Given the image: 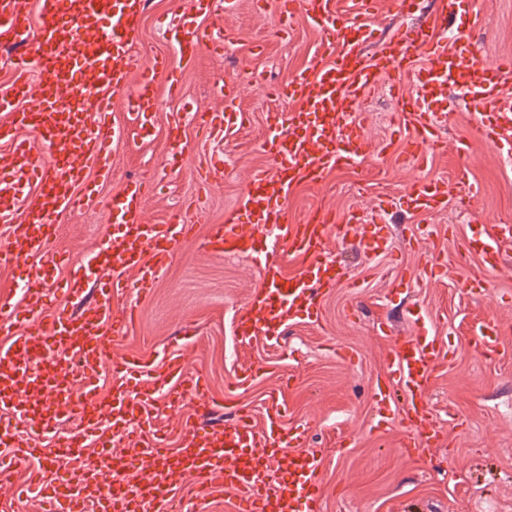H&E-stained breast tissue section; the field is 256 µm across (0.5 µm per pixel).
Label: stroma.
<instances>
[{
  "instance_id": "stroma-1",
  "label": "stroma",
  "mask_w": 512,
  "mask_h": 512,
  "mask_svg": "<svg viewBox=\"0 0 512 512\" xmlns=\"http://www.w3.org/2000/svg\"><path fill=\"white\" fill-rule=\"evenodd\" d=\"M440 7L441 0H415L404 13L387 6L372 23L395 35ZM190 8L191 0H149L136 53L171 54L158 21ZM482 10L484 26L475 34L479 56L512 55V0H483ZM199 23L224 28L232 38L229 51L202 53L194 66L177 69L180 97H169L167 78L159 76L152 122L130 127L117 143L111 180L99 181L95 168H88L94 200L61 219L51 244L69 258L58 277L75 273L85 254L111 234L106 201L126 182L147 183L144 218L180 220L193 225L194 233L147 295L113 298L116 314H136L129 335L113 342L114 353L139 351L159 362L180 353L189 371L206 376L211 396L230 398L259 423L273 399L285 394L284 424L305 428L307 448L323 459V512H512V242L503 245L502 267L488 280L481 257L466 249L478 227L512 224V159L473 137L468 112L449 113L446 143L425 173L447 180L448 206L440 213L408 209L399 199L414 172L398 160L401 143L389 140L398 116L387 82H379L364 105L369 152L362 164L329 171L317 186L298 185L289 198V223L318 209L334 215L324 257L335 261L341 276L323 296L320 318L292 322L276 344L262 336L241 343L231 323L259 287V260L277 231L253 237L248 254L236 257L208 250L207 236L211 225L223 223L240 205L251 174L268 166L265 115L296 107L274 97L271 88L321 64L322 33L299 15L279 36L275 0L262 11L252 0H240L230 16L218 5ZM225 81L237 83L248 122L216 148L196 128H186V151L174 153L167 137L172 114L222 108L216 86ZM461 140L470 144L464 161L456 153ZM215 155L223 159L224 178L202 186L193 170ZM462 166L481 190L476 204L465 209L457 182ZM376 207L388 247L370 251L344 232L343 223L350 213L368 217ZM417 312L439 315L436 331L453 356L435 371L428 393L439 437L411 456L402 447L404 423L378 404L376 393L386 382L389 350L410 335L409 317ZM489 316L502 326L494 357L469 341L472 326ZM383 319L392 325L386 335L377 328ZM254 364L263 367L260 377L235 388L237 373ZM27 472L0 466V501L8 512H40L39 498L20 491Z\"/></svg>"
}]
</instances>
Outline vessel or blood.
<instances>
[{
	"instance_id": "b4317fda",
	"label": "vessel or blood",
	"mask_w": 512,
	"mask_h": 512,
	"mask_svg": "<svg viewBox=\"0 0 512 512\" xmlns=\"http://www.w3.org/2000/svg\"><path fill=\"white\" fill-rule=\"evenodd\" d=\"M148 0H0V62L15 77L0 84V110L10 116L0 126V140L11 146L13 162L0 167V221L8 234L0 241V263L34 262L18 299H0V330L18 326L20 333L0 345V443L14 448L15 463L40 452L39 433L55 432L64 417L79 419L69 437L57 435L59 459L70 467L41 488L45 512H171L188 478L210 489L237 494L233 512H318L323 500L321 458L305 448V432L283 425V405L273 402L264 427L248 410L234 421L207 429L197 413L213 410L204 376L189 372L181 355L163 364L145 355L116 357L114 337L125 335L132 313L115 315L112 298L125 292L147 294L170 259L192 236L191 225L173 220L151 224L141 216L145 188L127 183L107 208L116 232L88 253L78 276L61 280L54 273L61 258L49 249L61 215L88 203L94 190L86 164L102 178L112 175L111 145L120 131L105 116L111 96L124 95L129 124L145 126L157 109L156 73L168 70L166 57L142 61L134 51ZM214 0H192L191 14L169 21L164 33L176 44L182 63H194L204 51L221 53L223 31L197 24L211 13ZM279 21L288 24L305 14L323 32L325 64L301 71L275 89L276 97L297 102L293 112L267 117L270 167L255 171L243 202L223 223L214 225L209 249L245 252L237 224L264 231L277 225L290 254L301 257L298 274L288 275L277 254L260 263L261 284L234 325L241 342L262 335L275 340L286 326L303 317L317 318L321 299L339 277L334 263L322 256L327 227L292 224L288 198L302 182L320 183L328 171L358 165L368 151L362 109L368 91L389 80L390 93L403 116L392 135L404 146L403 162L426 166L443 144V119L455 102H465L473 128L502 155L512 154V96L503 83L512 77V56L491 61L478 56L472 31L481 17L476 0H443L442 9L420 27L386 39L377 54L365 57L364 43L373 36L370 23L377 0H278ZM464 15L470 27L452 40L443 32ZM42 33L31 37L33 20ZM425 64H418L419 56ZM246 113L238 103L236 84L225 86L224 107L210 112L176 113L169 140L182 150L181 130L191 124L208 143L242 127ZM29 127L44 149L35 151L17 129ZM404 197L418 211H440L447 205L446 183L418 176ZM512 240L511 224H496L473 239L484 255V274L499 269L501 243ZM112 267L110 280L99 285L91 306L73 313L46 314L49 288L68 298L83 296L97 272ZM136 278H127V271ZM415 335L396 342L387 354V376L405 398V419L427 425L426 395L436 368L448 351L432 330V320L413 315ZM495 320L478 321L471 337L487 352L499 338ZM123 375L112 393L101 394L104 367ZM178 390L194 410L180 426L181 445L172 449L154 431V418L165 395ZM126 437L125 448L107 443L113 433ZM98 444L99 459L110 469L111 482L81 466L86 443Z\"/></svg>"
}]
</instances>
